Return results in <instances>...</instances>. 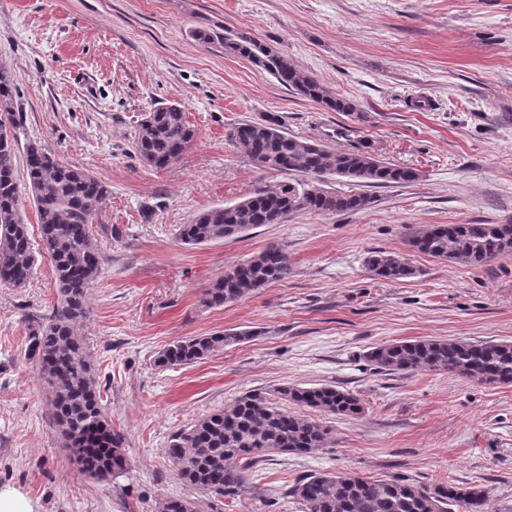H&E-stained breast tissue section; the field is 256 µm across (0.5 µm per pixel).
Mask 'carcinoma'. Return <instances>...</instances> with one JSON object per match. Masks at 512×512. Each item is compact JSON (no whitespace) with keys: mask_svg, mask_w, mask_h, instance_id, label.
<instances>
[{"mask_svg":"<svg viewBox=\"0 0 512 512\" xmlns=\"http://www.w3.org/2000/svg\"><path fill=\"white\" fill-rule=\"evenodd\" d=\"M224 49L245 57L296 94L336 112H352L354 104L337 97L314 75L295 67L287 56L258 43L244 31H225ZM14 113L0 114V283L24 286L36 266L34 244L22 215L30 193L39 224L40 253L51 264L56 298L49 314L28 337V356L36 359L46 384L52 418L68 448L95 478L126 470V437L112 427L102 405L94 363L79 328L88 318V297L103 258L90 241L89 224L109 198V187L90 172L59 163L37 142L25 146L26 183L17 179L18 139ZM229 136L259 170L299 173L303 179L283 182L232 205L197 215L178 229L185 244L206 245L235 238L265 224H277L298 212L355 214L373 198L355 190L325 187L334 176L355 186L402 184L418 178L411 167L388 163L363 147L337 151L309 139L288 135L280 121L243 122ZM196 131L177 104L144 114L135 130L134 153L153 169L180 161L193 145ZM418 251L467 265H483L512 255V224H436L412 240ZM374 275L390 281L417 273L399 254L379 252L366 259ZM291 267L282 248L261 252L224 269L204 293L208 307L239 301L267 284L288 278ZM250 332L214 333L177 340L159 355L162 367L191 364ZM374 369L392 373L442 369L462 379L491 386H512V342H471L464 338L397 341L366 352ZM324 416H357L360 399L332 385H289L270 393L255 389L229 408L204 415L173 435L167 457L187 487L220 496L239 493L247 472L269 453L313 454L329 442L323 421L288 410V405ZM290 494L304 512H489L486 493L475 485L425 484L408 477L373 479L356 474L310 473L296 481ZM159 512H195L189 498H170Z\"/></svg>","mask_w":512,"mask_h":512,"instance_id":"carcinoma-1","label":"carcinoma"}]
</instances>
